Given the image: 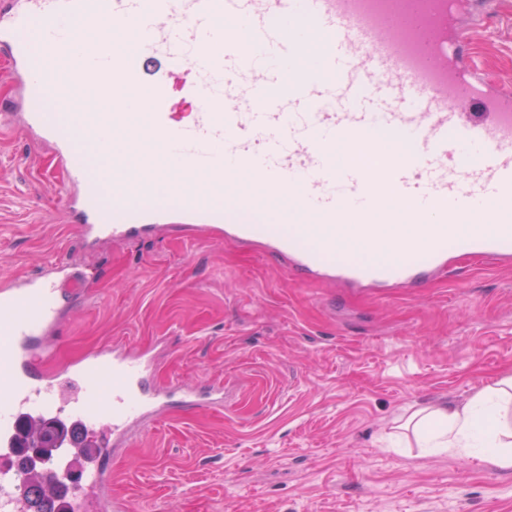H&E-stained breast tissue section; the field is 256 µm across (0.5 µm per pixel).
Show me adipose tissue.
I'll return each mask as SVG.
<instances>
[{"label": "adipose tissue", "mask_w": 512, "mask_h": 512, "mask_svg": "<svg viewBox=\"0 0 512 512\" xmlns=\"http://www.w3.org/2000/svg\"><path fill=\"white\" fill-rule=\"evenodd\" d=\"M402 428L429 452L512 469V375L486 385L464 404L415 409Z\"/></svg>", "instance_id": "ef3b65f1"}]
</instances>
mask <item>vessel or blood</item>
<instances>
[{
	"label": "vessel or blood",
	"mask_w": 512,
	"mask_h": 512,
	"mask_svg": "<svg viewBox=\"0 0 512 512\" xmlns=\"http://www.w3.org/2000/svg\"><path fill=\"white\" fill-rule=\"evenodd\" d=\"M462 0H0V53L25 98L24 128L53 144L60 201L85 242L162 228L214 229L262 243L289 274L413 288L448 266L512 259V88L469 72L475 34ZM135 28L127 51L101 48ZM318 68H295L311 45ZM188 79L194 119L175 124L168 83ZM69 80L106 102L77 111ZM172 180L124 189L132 155L111 137L134 112ZM249 168L298 210L271 212L235 191ZM223 187L220 202L185 199L183 177ZM318 217L302 232L297 211ZM380 259L337 260V233ZM88 277L66 259L48 273L0 279V512H15L20 420L69 425L41 469L80 512H128L112 498L108 460L131 429L174 405L217 409L223 391L158 390L151 347L103 346L64 365L46 339L60 301ZM100 450L72 482L73 448Z\"/></svg>",
	"instance_id": "1"
}]
</instances>
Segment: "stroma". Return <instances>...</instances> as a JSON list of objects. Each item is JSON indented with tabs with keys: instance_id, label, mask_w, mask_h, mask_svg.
Segmentation results:
<instances>
[{
	"instance_id": "obj_1",
	"label": "stroma",
	"mask_w": 512,
	"mask_h": 512,
	"mask_svg": "<svg viewBox=\"0 0 512 512\" xmlns=\"http://www.w3.org/2000/svg\"><path fill=\"white\" fill-rule=\"evenodd\" d=\"M512 83V0L469 50ZM49 145L0 124V277L67 257L92 268L53 334L59 362L159 344L157 380L223 385V409L176 407L112 459L132 512H512V470L427 455L420 406L461 404L512 374V268L473 265L387 296L292 280L280 259L161 230L75 250Z\"/></svg>"
}]
</instances>
